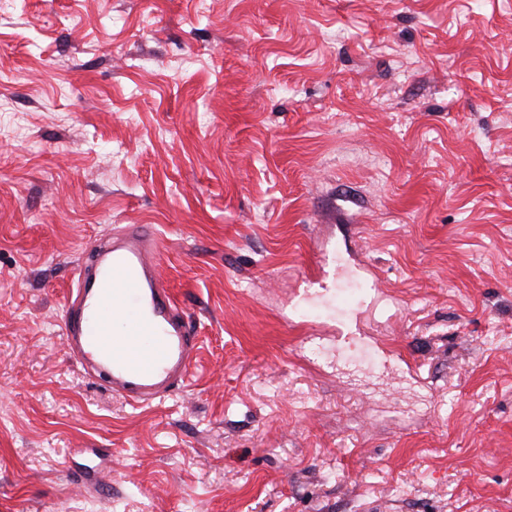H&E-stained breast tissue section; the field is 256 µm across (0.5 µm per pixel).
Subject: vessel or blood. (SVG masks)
Wrapping results in <instances>:
<instances>
[{"mask_svg": "<svg viewBox=\"0 0 512 512\" xmlns=\"http://www.w3.org/2000/svg\"><path fill=\"white\" fill-rule=\"evenodd\" d=\"M159 255L150 224L100 238L60 319L69 357L135 407L182 390L199 351V328L159 276Z\"/></svg>", "mask_w": 512, "mask_h": 512, "instance_id": "b4317fda", "label": "vessel or blood"}]
</instances>
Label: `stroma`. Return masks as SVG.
I'll list each match as a JSON object with an SVG mask.
<instances>
[{
	"label": "stroma",
	"mask_w": 512,
	"mask_h": 512,
	"mask_svg": "<svg viewBox=\"0 0 512 512\" xmlns=\"http://www.w3.org/2000/svg\"><path fill=\"white\" fill-rule=\"evenodd\" d=\"M127 224L201 331L143 407L59 326ZM0 512H512V0H0Z\"/></svg>",
	"instance_id": "obj_1"
}]
</instances>
